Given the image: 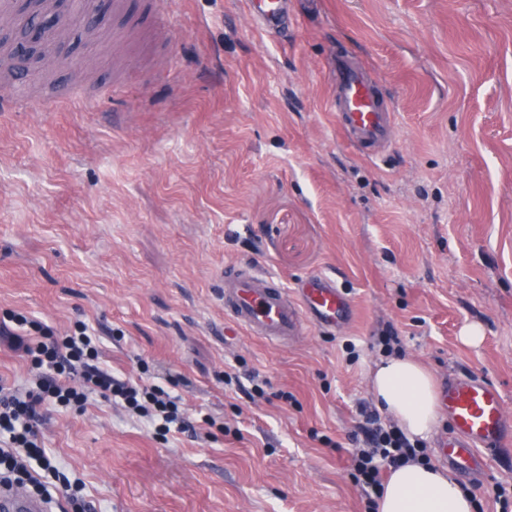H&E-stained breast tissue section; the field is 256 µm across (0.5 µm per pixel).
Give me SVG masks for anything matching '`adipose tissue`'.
I'll list each match as a JSON object with an SVG mask.
<instances>
[{"label":"adipose tissue","mask_w":512,"mask_h":512,"mask_svg":"<svg viewBox=\"0 0 512 512\" xmlns=\"http://www.w3.org/2000/svg\"><path fill=\"white\" fill-rule=\"evenodd\" d=\"M381 411L410 437L428 438L439 424L438 395L431 371L403 356L381 359L370 375ZM471 495L447 471L416 462L392 470L377 512H475Z\"/></svg>","instance_id":"obj_1"}]
</instances>
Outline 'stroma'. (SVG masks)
Masks as SVG:
<instances>
[{
  "mask_svg": "<svg viewBox=\"0 0 512 512\" xmlns=\"http://www.w3.org/2000/svg\"><path fill=\"white\" fill-rule=\"evenodd\" d=\"M128 9L138 41L75 5L26 79L0 76L28 101L0 112V317L85 323L100 367L162 386L194 427L159 435L96 394L42 407L89 512H364L357 406L387 332L437 388L476 375L512 411V0H288L282 37L243 0H176L163 24ZM340 49L392 103L379 155L336 128ZM230 263L331 276L355 315L280 346L226 332ZM459 484L497 512L512 447Z\"/></svg>",
  "mask_w": 512,
  "mask_h": 512,
  "instance_id": "obj_1",
  "label": "stroma"
}]
</instances>
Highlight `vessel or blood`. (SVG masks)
Listing matches in <instances>:
<instances>
[{"label": "vessel or blood", "mask_w": 512, "mask_h": 512, "mask_svg": "<svg viewBox=\"0 0 512 512\" xmlns=\"http://www.w3.org/2000/svg\"><path fill=\"white\" fill-rule=\"evenodd\" d=\"M262 29L285 28L286 0H247ZM336 126L357 150L382 149L395 126V115L377 93L368 69L344 62L336 69ZM352 305L335 280L314 275L295 287L249 265L224 269V315L239 329L269 344L297 335L304 323L336 328L348 323ZM449 431L440 458L461 476L487 465L489 452L512 445V414L498 389L473 375L450 378L442 394ZM43 500L19 486L0 487V512H46Z\"/></svg>", "instance_id": "obj_1"}]
</instances>
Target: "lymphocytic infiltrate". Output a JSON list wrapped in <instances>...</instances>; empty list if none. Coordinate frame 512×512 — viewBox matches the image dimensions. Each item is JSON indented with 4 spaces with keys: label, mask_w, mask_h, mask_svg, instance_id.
<instances>
[{
    "label": "lymphocytic infiltrate",
    "mask_w": 512,
    "mask_h": 512,
    "mask_svg": "<svg viewBox=\"0 0 512 512\" xmlns=\"http://www.w3.org/2000/svg\"><path fill=\"white\" fill-rule=\"evenodd\" d=\"M0 335L10 347L32 359L41 379L36 389L18 393L0 383V479L28 484L33 493L46 496L51 480L62 482V493L77 501L83 486L62 481L56 462L47 454L37 420L41 406L82 405L88 393L117 397L141 416L160 420L161 431L179 422L177 399L156 385H134L101 369L99 352L86 332L53 339L47 327L20 313L8 316ZM363 445L351 459V476L363 490L365 512H376L383 490V474L408 461L430 464L423 441L410 440L396 425L383 423L378 411L360 407Z\"/></svg>",
    "instance_id": "lymphocytic-infiltrate-1"
}]
</instances>
